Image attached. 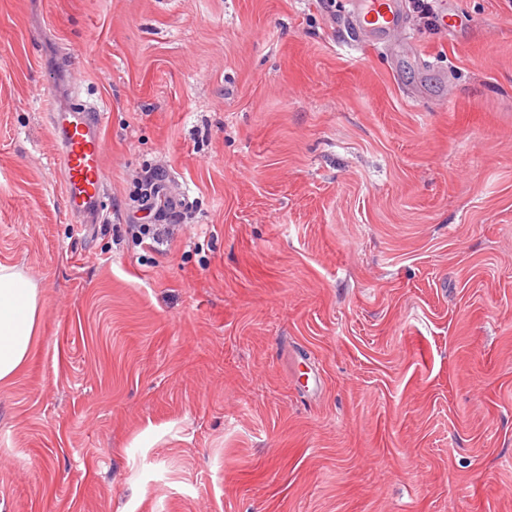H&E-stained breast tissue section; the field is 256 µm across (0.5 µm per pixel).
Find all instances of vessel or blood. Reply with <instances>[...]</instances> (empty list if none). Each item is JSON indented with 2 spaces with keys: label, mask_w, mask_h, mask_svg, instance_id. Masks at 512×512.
<instances>
[{
  "label": "vessel or blood",
  "mask_w": 512,
  "mask_h": 512,
  "mask_svg": "<svg viewBox=\"0 0 512 512\" xmlns=\"http://www.w3.org/2000/svg\"><path fill=\"white\" fill-rule=\"evenodd\" d=\"M355 27H367L378 35L400 30L398 0H351ZM101 115L95 108L70 106L50 113L57 134L65 171V196L77 219L99 204L104 187L103 143L99 132Z\"/></svg>",
  "instance_id": "b4317fda"
}]
</instances>
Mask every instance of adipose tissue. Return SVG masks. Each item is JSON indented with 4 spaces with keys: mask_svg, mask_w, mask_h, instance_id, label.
<instances>
[{
    "mask_svg": "<svg viewBox=\"0 0 512 512\" xmlns=\"http://www.w3.org/2000/svg\"><path fill=\"white\" fill-rule=\"evenodd\" d=\"M38 284L22 269L0 264V383L25 363L41 317Z\"/></svg>",
    "mask_w": 512,
    "mask_h": 512,
    "instance_id": "ef3b65f1",
    "label": "adipose tissue"
}]
</instances>
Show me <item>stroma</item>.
Here are the masks:
<instances>
[{
  "label": "stroma",
  "mask_w": 512,
  "mask_h": 512,
  "mask_svg": "<svg viewBox=\"0 0 512 512\" xmlns=\"http://www.w3.org/2000/svg\"><path fill=\"white\" fill-rule=\"evenodd\" d=\"M428 2L0 0V512H512V0ZM36 87L103 115L82 232ZM352 20L356 28L367 27L378 35L401 29V10L397 0H352ZM41 310L38 284L22 269L0 264V383L11 382L25 363Z\"/></svg>",
  "instance_id": "35a3bbf8"
}]
</instances>
